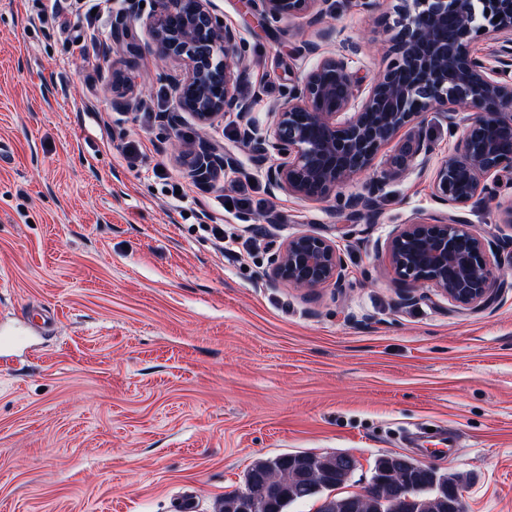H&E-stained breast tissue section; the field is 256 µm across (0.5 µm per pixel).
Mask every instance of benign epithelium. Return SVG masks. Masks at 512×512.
<instances>
[{
    "mask_svg": "<svg viewBox=\"0 0 512 512\" xmlns=\"http://www.w3.org/2000/svg\"><path fill=\"white\" fill-rule=\"evenodd\" d=\"M267 22L307 15L318 21L334 14L336 0H248ZM499 21H494V18ZM134 8L112 18V40L128 46ZM157 52L183 65L174 85L177 105L201 125L236 112L243 137L257 136L249 104L238 88L243 58L238 33L221 26L211 0H156L146 19ZM391 59L384 73L364 88L344 51L326 54L288 89V96L260 136L264 153L277 157L268 179L279 191L306 199L331 196L344 181L364 173L376 154L403 128L396 165L424 169L430 146L423 126L432 115L458 128L460 112L480 117L467 123L435 172L434 200L448 207L432 221L399 224L385 253L399 282L401 301L424 299L432 288L458 310L492 306L512 283L493 274L501 266L499 244L473 230L457 210L474 200L498 196L499 182L512 186V0H400L387 29ZM495 40L489 57L473 44ZM229 161L204 144L193 154L194 176L212 178ZM374 194L349 199L362 216L375 211ZM270 277L309 292L342 286L343 258L328 238L304 232L288 239L269 258Z\"/></svg>",
    "mask_w": 512,
    "mask_h": 512,
    "instance_id": "1",
    "label": "benign epithelium"
}]
</instances>
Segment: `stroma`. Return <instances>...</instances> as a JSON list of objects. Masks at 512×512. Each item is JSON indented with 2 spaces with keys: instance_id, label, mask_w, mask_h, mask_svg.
I'll list each match as a JSON object with an SVG mask.
<instances>
[{
  "instance_id": "obj_1",
  "label": "stroma",
  "mask_w": 512,
  "mask_h": 512,
  "mask_svg": "<svg viewBox=\"0 0 512 512\" xmlns=\"http://www.w3.org/2000/svg\"><path fill=\"white\" fill-rule=\"evenodd\" d=\"M398 2L370 12L337 0L320 23L269 24L243 0H212L239 33L240 89L259 128L315 64L304 44L355 46L353 72L378 78ZM144 3L131 53L111 42L127 0L93 15L63 0L49 25L38 20L49 0H0V512H173L186 494L194 512H214L255 460L296 452L350 455L344 495L397 453L462 475L465 512H512V289L479 312L434 293L404 304L381 252L396 225L441 216L433 175L456 135L429 121L423 173L392 165L403 131L334 197L275 190L234 114L204 129L178 112L184 69L154 52ZM87 32L98 58L76 46ZM116 71L127 87H113ZM138 138L148 146L131 164L124 144ZM183 138L230 159L223 178L194 183L190 154L168 148ZM242 178L253 203L226 211ZM376 181L374 219L348 214L344 198ZM510 205L504 195L462 214L511 252ZM309 231L340 251L342 287L269 278L272 247ZM428 427L459 432L454 456L407 447V432Z\"/></svg>"
}]
</instances>
